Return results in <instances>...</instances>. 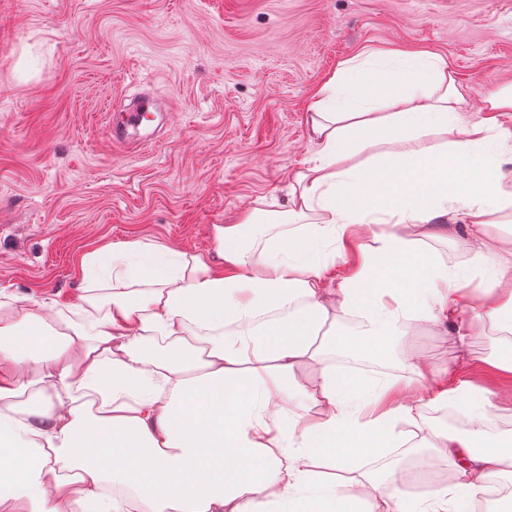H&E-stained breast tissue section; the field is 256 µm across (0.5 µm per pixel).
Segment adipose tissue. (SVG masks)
<instances>
[{
  "mask_svg": "<svg viewBox=\"0 0 512 512\" xmlns=\"http://www.w3.org/2000/svg\"><path fill=\"white\" fill-rule=\"evenodd\" d=\"M470 110L443 56L360 52L314 89L317 150L261 249L256 205L215 227L213 260L161 263L132 240L83 257L80 303L0 290V512H472L512 467L485 429L512 389L462 394L416 357L408 384L358 380L325 357L375 359L423 326L460 345L512 335V239L495 234L512 86L483 92L481 121ZM458 224L473 263L452 270L427 242ZM158 341L168 353L150 355ZM418 392L462 412L422 440L457 470L423 509L360 469L422 426Z\"/></svg>",
  "mask_w": 512,
  "mask_h": 512,
  "instance_id": "ef3b65f1",
  "label": "adipose tissue"
}]
</instances>
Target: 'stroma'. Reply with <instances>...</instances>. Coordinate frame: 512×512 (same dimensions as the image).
I'll list each match as a JSON object with an SVG mask.
<instances>
[{"instance_id": "stroma-1", "label": "stroma", "mask_w": 512, "mask_h": 512, "mask_svg": "<svg viewBox=\"0 0 512 512\" xmlns=\"http://www.w3.org/2000/svg\"><path fill=\"white\" fill-rule=\"evenodd\" d=\"M389 47L443 55L478 120L483 90L512 84V0H0V290L76 302L82 255L107 242L210 255L214 225L261 197L285 208L316 151L314 88ZM145 91L169 115L140 127L155 146L122 153L110 127ZM499 339L488 327L462 349L422 328L381 366L412 354L487 387ZM380 467L414 503L430 494L410 488L418 471L456 480L421 447L364 469Z\"/></svg>"}]
</instances>
